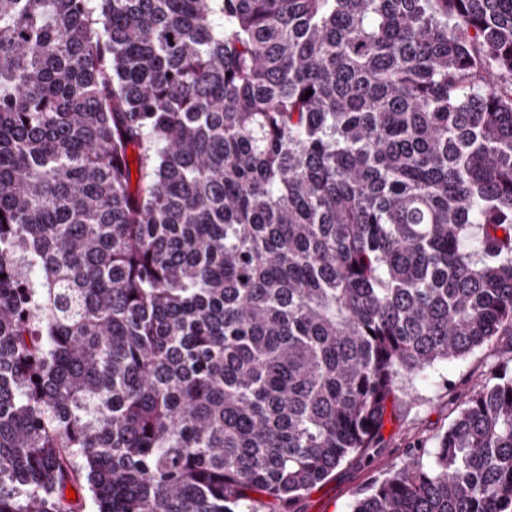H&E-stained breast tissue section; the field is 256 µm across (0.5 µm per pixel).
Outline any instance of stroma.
Listing matches in <instances>:
<instances>
[{"instance_id": "1", "label": "stroma", "mask_w": 512, "mask_h": 512, "mask_svg": "<svg viewBox=\"0 0 512 512\" xmlns=\"http://www.w3.org/2000/svg\"><path fill=\"white\" fill-rule=\"evenodd\" d=\"M510 358L512 331L505 329L465 357L435 363L424 377L399 378L396 399L388 407L381 454L341 465L326 482L302 495L294 512H352L362 491L388 470L429 456L452 422L454 408L489 380L495 364Z\"/></svg>"}]
</instances>
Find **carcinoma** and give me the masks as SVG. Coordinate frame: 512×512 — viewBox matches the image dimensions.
Returning <instances> with one entry per match:
<instances>
[{
    "instance_id": "1",
    "label": "carcinoma",
    "mask_w": 512,
    "mask_h": 512,
    "mask_svg": "<svg viewBox=\"0 0 512 512\" xmlns=\"http://www.w3.org/2000/svg\"><path fill=\"white\" fill-rule=\"evenodd\" d=\"M507 324L512 0H0V512H292ZM454 412L353 512H512ZM75 490L76 500L68 498L67 489L65 490L66 502L72 505L76 512H96V505L92 499L91 492L89 491L88 484L84 478L74 485L67 486Z\"/></svg>"
}]
</instances>
